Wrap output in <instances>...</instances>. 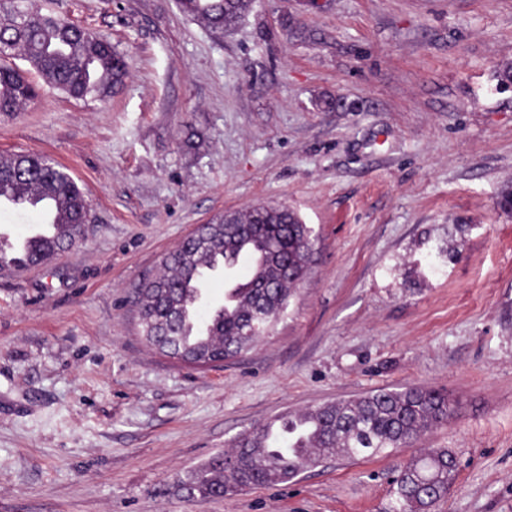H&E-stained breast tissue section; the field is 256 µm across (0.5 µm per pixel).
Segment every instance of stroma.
Listing matches in <instances>:
<instances>
[{
    "instance_id": "35a3bbf8",
    "label": "stroma",
    "mask_w": 512,
    "mask_h": 512,
    "mask_svg": "<svg viewBox=\"0 0 512 512\" xmlns=\"http://www.w3.org/2000/svg\"><path fill=\"white\" fill-rule=\"evenodd\" d=\"M36 5L131 67L108 99L0 115V153L63 164L93 215L0 272V512H391L433 448L458 462L433 512H512V0H253L221 33L177 0ZM258 204L318 238L286 314L217 367L160 353L133 288ZM407 386L455 411L388 455L208 501L177 485L276 417Z\"/></svg>"
}]
</instances>
